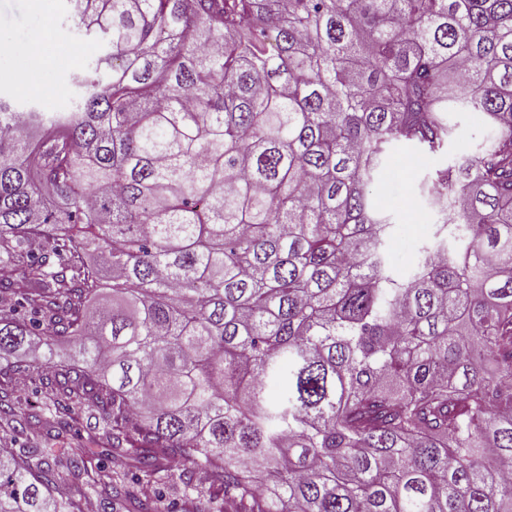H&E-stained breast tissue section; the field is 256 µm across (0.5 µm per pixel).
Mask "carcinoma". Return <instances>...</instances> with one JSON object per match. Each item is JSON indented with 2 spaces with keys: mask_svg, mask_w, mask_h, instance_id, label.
Returning a JSON list of instances; mask_svg holds the SVG:
<instances>
[{
  "mask_svg": "<svg viewBox=\"0 0 512 512\" xmlns=\"http://www.w3.org/2000/svg\"><path fill=\"white\" fill-rule=\"evenodd\" d=\"M66 2V111L0 98V353L44 388L0 427L99 421L0 452V512H161L175 458L234 512H512V0ZM459 102L497 134L400 280L369 186Z\"/></svg>",
  "mask_w": 512,
  "mask_h": 512,
  "instance_id": "obj_1",
  "label": "carcinoma"
}]
</instances>
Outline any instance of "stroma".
I'll use <instances>...</instances> for the list:
<instances>
[{
  "instance_id": "stroma-1",
  "label": "stroma",
  "mask_w": 512,
  "mask_h": 512,
  "mask_svg": "<svg viewBox=\"0 0 512 512\" xmlns=\"http://www.w3.org/2000/svg\"><path fill=\"white\" fill-rule=\"evenodd\" d=\"M66 9L65 0H0V97L15 104L33 100L45 112L66 108L71 75L97 52L90 42L83 55L71 52L79 37L66 19ZM20 70L30 71V87L14 83L12 76ZM448 122L452 135L443 152L429 156L393 145L371 185L377 207L394 225L387 253L401 276L408 273L415 250L433 244L443 221L426 191L435 170L483 151L496 135L481 115L462 106L449 112Z\"/></svg>"
}]
</instances>
